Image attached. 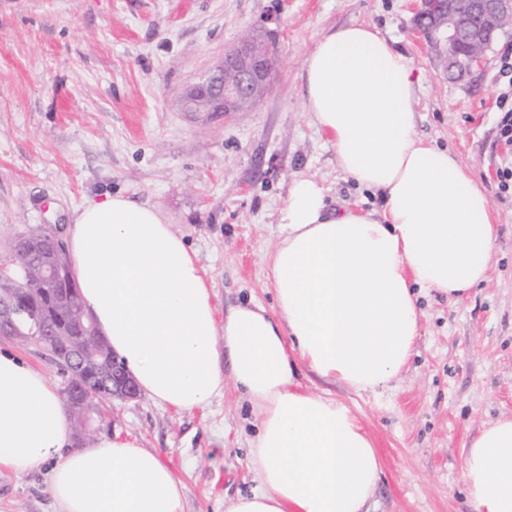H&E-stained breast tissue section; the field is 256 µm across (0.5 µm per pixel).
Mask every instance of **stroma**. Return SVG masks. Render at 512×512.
Segmentation results:
<instances>
[{
	"mask_svg": "<svg viewBox=\"0 0 512 512\" xmlns=\"http://www.w3.org/2000/svg\"><path fill=\"white\" fill-rule=\"evenodd\" d=\"M278 13L277 80L250 111L223 123L190 118L180 91L204 76L263 16ZM411 0H0V263L15 237L88 199L121 193L159 206L206 270L217 312L273 308L264 258L292 182L322 181L329 204L380 197L340 172L311 121L304 60L331 30L376 27L420 78L414 109L425 142L452 150L488 191L498 224L487 283L459 302L417 294L415 351L375 393L311 378L350 406L383 473L369 512H472L465 447L512 415V30L480 69L448 77L414 29ZM259 421L232 379L204 410L148 396L106 406L100 433L136 438L185 486L187 512H225L255 489L247 466ZM50 464L0 469V512H57Z\"/></svg>",
	"mask_w": 512,
	"mask_h": 512,
	"instance_id": "1",
	"label": "stroma"
}]
</instances>
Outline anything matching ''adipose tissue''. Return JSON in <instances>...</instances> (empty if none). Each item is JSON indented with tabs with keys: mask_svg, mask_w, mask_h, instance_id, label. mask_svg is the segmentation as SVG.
<instances>
[{
	"mask_svg": "<svg viewBox=\"0 0 512 512\" xmlns=\"http://www.w3.org/2000/svg\"><path fill=\"white\" fill-rule=\"evenodd\" d=\"M303 78L339 170L382 204L332 208L321 181H294L266 256L274 311L241 305L217 320L204 268L160 207L108 193L74 208L67 229L83 310L141 393L191 412L229 377L259 417L258 486L226 512H369L375 444L348 405L306 381L388 387L419 335L415 289L461 301L488 281L496 248L487 193L455 153L418 138L414 67L375 27L321 36ZM47 462L58 512H186L157 453L118 434L75 446L53 384L0 351V467ZM462 478L474 512H512L511 416L471 439Z\"/></svg>",
	"mask_w": 512,
	"mask_h": 512,
	"instance_id": "ef3b65f1",
	"label": "adipose tissue"
}]
</instances>
